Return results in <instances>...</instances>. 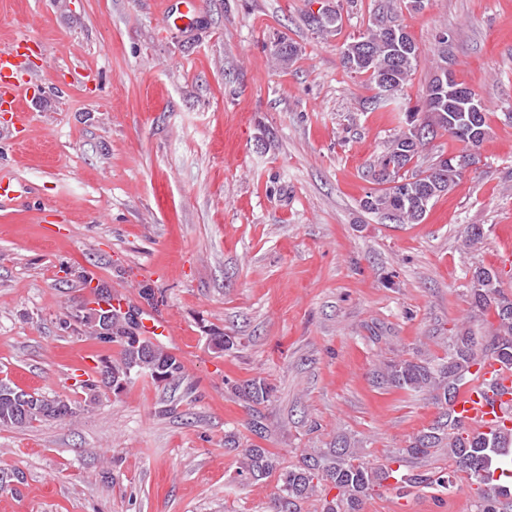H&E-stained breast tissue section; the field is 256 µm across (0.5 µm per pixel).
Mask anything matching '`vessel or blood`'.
Listing matches in <instances>:
<instances>
[{
    "label": "vessel or blood",
    "mask_w": 512,
    "mask_h": 512,
    "mask_svg": "<svg viewBox=\"0 0 512 512\" xmlns=\"http://www.w3.org/2000/svg\"><path fill=\"white\" fill-rule=\"evenodd\" d=\"M19 53L0 48V108L24 113V82ZM460 424L473 433L512 428V369L487 360L478 378L462 390L453 404Z\"/></svg>",
    "instance_id": "b4317fda"
}]
</instances>
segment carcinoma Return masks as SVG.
I'll return each mask as SVG.
<instances>
[{"instance_id": "cac0c4a2", "label": "carcinoma", "mask_w": 512, "mask_h": 512, "mask_svg": "<svg viewBox=\"0 0 512 512\" xmlns=\"http://www.w3.org/2000/svg\"><path fill=\"white\" fill-rule=\"evenodd\" d=\"M275 54L283 65L290 64L297 47L285 40L275 45ZM341 63L350 73L365 75L380 96L374 104L389 106L396 102L415 74L421 59L417 45L408 38L404 28L392 16L391 8L378 9L366 30L347 43L340 52ZM434 75L423 92L426 112L404 113L406 129L400 131L387 149L367 166L369 179L380 188L361 200V207L381 217L393 216L395 224H420L428 210L419 206L421 198L433 201L449 191L463 172L438 160L423 170L413 166L415 157L443 130L463 143L464 151H479L488 134L486 112H481L475 134H470L462 113L457 111V99L448 86V34L439 36L433 50ZM400 173L399 186L390 185L388 176ZM473 311L494 310L498 328L485 343H480L471 330L461 329L450 337L448 352L436 363L414 360H394L373 371V383L380 387L397 388L429 394L435 404L444 407L432 424L418 432L399 457L388 464L369 465L359 461L356 448L346 436L336 438L332 448H319L305 455L301 465L280 474L279 493L273 500L272 512H297V501L314 491V481L336 490V495L324 503L323 512H363L372 493L393 478L409 484H424L432 480L446 484L440 475L432 478L428 472L398 477L393 462L423 460L440 448L448 449L455 469L467 474L476 485L475 512H512V500L506 501L507 490L501 484L512 478V463H504L512 449V431L489 435H463L454 419L451 406L463 385L470 382V369L481 368L489 357L503 366L512 367V297L500 289L498 276L490 268L476 267L471 272L468 288ZM104 317L102 308L84 302L79 325L87 327L96 318ZM110 343L119 347L118 357L106 366V388L130 384L142 375L157 384L173 386L180 382L183 366L162 345L137 332L138 342L130 340L132 323L120 311L112 312ZM236 395L248 406L270 401L273 388L261 378H254L234 388ZM73 414L71 404L49 399L39 393L26 392L9 380H0V426L27 428L36 422L60 419ZM224 446L238 452L240 466L237 476L247 481H260L278 469L275 453L266 448L240 447L236 436L224 437Z\"/></svg>"}]
</instances>
